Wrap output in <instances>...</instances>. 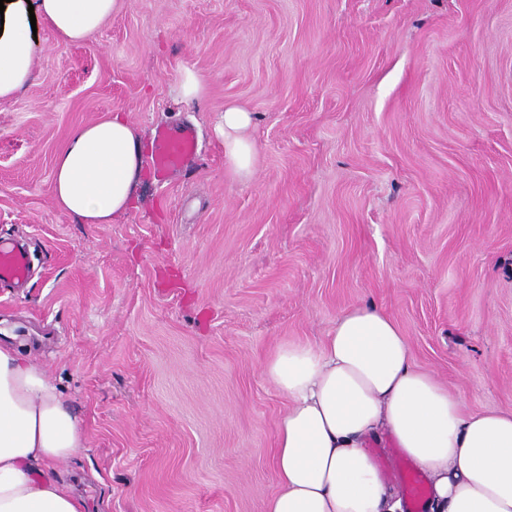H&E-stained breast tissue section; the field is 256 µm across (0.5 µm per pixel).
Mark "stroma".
<instances>
[{
	"mask_svg": "<svg viewBox=\"0 0 512 512\" xmlns=\"http://www.w3.org/2000/svg\"><path fill=\"white\" fill-rule=\"evenodd\" d=\"M0 99V336L82 422L60 474L88 512H266L287 398L262 374L372 304L468 410L512 409V0H124ZM201 99L174 88L184 69ZM252 114L251 176L224 164ZM125 114L197 154L83 224L52 199L76 126ZM204 84L200 76L192 69H185L180 82L175 88L178 97L185 100L197 99L204 94ZM251 115L242 107L227 105L221 116L218 132L224 140V160L230 171L241 179L252 174L255 145L247 134ZM28 257L24 250L0 245V281L20 280L28 271Z\"/></svg>",
	"mask_w": 512,
	"mask_h": 512,
	"instance_id": "35a3bbf8",
	"label": "stroma"
}]
</instances>
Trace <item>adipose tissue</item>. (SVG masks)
I'll return each mask as SVG.
<instances>
[{"label":"adipose tissue","mask_w":512,"mask_h":512,"mask_svg":"<svg viewBox=\"0 0 512 512\" xmlns=\"http://www.w3.org/2000/svg\"><path fill=\"white\" fill-rule=\"evenodd\" d=\"M121 0H36L37 13L67 43L84 40ZM28 10L0 13V98L30 79ZM251 115L225 106L218 125L224 160L239 178L253 169ZM145 142L119 112L77 126L54 159L52 198L86 224H109L136 203ZM264 376L288 398L276 423L277 490L267 512H400L369 438L387 433L431 480V512H512V411L474 413L411 362L408 342L383 311L353 307L320 345L286 344ZM84 431L45 368L0 343V512H86L58 466L85 446Z\"/></svg>","instance_id":"obj_1"}]
</instances>
